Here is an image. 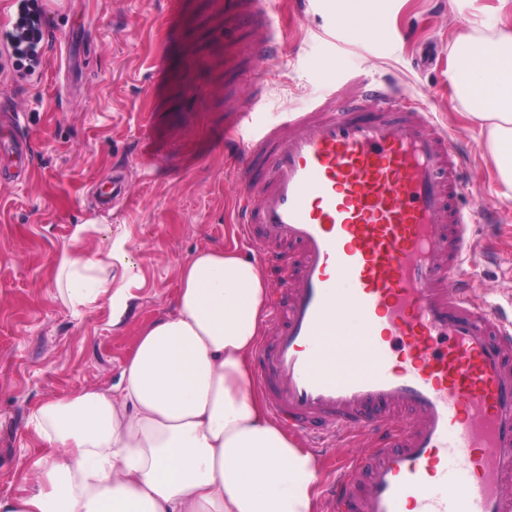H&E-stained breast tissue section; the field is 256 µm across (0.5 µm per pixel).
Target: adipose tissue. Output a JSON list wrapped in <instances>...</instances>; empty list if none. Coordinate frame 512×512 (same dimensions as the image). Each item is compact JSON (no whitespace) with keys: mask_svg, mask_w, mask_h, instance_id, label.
Listing matches in <instances>:
<instances>
[{"mask_svg":"<svg viewBox=\"0 0 512 512\" xmlns=\"http://www.w3.org/2000/svg\"><path fill=\"white\" fill-rule=\"evenodd\" d=\"M448 88L478 125L512 198V18L474 19L448 45ZM96 248H89V240ZM124 236L77 224L54 262L74 317L130 300ZM175 310L147 327L117 386L49 401L32 414L40 477L0 512H317L319 462L266 411L251 358L266 294L262 268L229 250L179 267Z\"/></svg>","mask_w":512,"mask_h":512,"instance_id":"obj_1","label":"adipose tissue"}]
</instances>
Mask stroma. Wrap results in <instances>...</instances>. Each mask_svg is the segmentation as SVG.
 <instances>
[{"label":"stroma","mask_w":512,"mask_h":512,"mask_svg":"<svg viewBox=\"0 0 512 512\" xmlns=\"http://www.w3.org/2000/svg\"><path fill=\"white\" fill-rule=\"evenodd\" d=\"M498 0H363L371 27L337 26L348 0H270L286 48L259 64L255 34L224 46V0H55L56 57L37 82H15L0 53V105L22 113L20 179L0 180V498L32 487L44 402L114 385L141 330L175 309L180 264L202 248L251 257L233 201L241 184L224 154V89L257 125L299 111L358 77L411 90L467 160L460 202L476 212L469 276L476 298L512 318V199L483 138L448 93V44L472 16L499 21ZM166 56L167 70L155 62ZM191 73L186 90L182 73ZM123 199L101 204L114 172ZM126 233L139 277L120 324L108 305L76 318L56 298L53 257L73 225Z\"/></svg>","instance_id":"stroma-1"}]
</instances>
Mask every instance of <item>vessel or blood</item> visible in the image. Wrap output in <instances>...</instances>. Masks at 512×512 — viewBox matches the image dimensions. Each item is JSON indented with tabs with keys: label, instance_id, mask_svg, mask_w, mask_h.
<instances>
[{
	"label": "vessel or blood",
	"instance_id": "b4317fda",
	"mask_svg": "<svg viewBox=\"0 0 512 512\" xmlns=\"http://www.w3.org/2000/svg\"><path fill=\"white\" fill-rule=\"evenodd\" d=\"M7 2L0 50L15 55L29 29L42 70L50 0ZM242 24L265 34L253 60L279 53L267 0H225V36ZM244 117L224 130L244 182L238 233L287 274L255 381L289 429L381 435L328 488L332 512H512V320L459 277L471 217L456 142L370 81L274 127L246 132ZM333 356L346 364L325 367Z\"/></svg>",
	"mask_w": 512,
	"mask_h": 512
}]
</instances>
